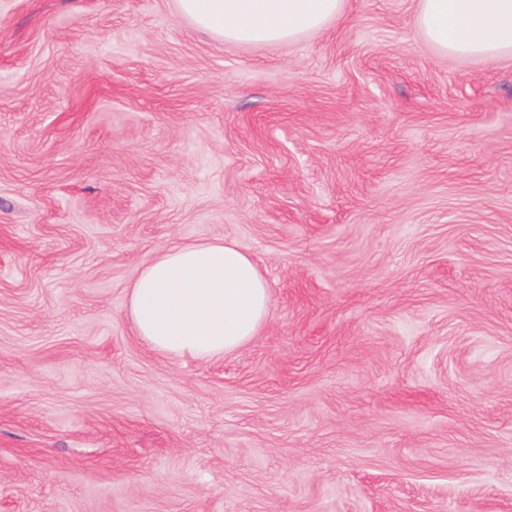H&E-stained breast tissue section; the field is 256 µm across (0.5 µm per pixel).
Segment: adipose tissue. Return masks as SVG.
I'll use <instances>...</instances> for the list:
<instances>
[{
	"mask_svg": "<svg viewBox=\"0 0 512 512\" xmlns=\"http://www.w3.org/2000/svg\"><path fill=\"white\" fill-rule=\"evenodd\" d=\"M345 0H177L195 27L239 43H291L339 19ZM416 25L439 53L512 58V0H418ZM269 287L250 256L226 242L160 249L129 287L135 335L170 358L205 361L257 334Z\"/></svg>",
	"mask_w": 512,
	"mask_h": 512,
	"instance_id": "1",
	"label": "adipose tissue"
}]
</instances>
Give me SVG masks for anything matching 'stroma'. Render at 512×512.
<instances>
[{"label": "stroma", "instance_id": "stroma-1", "mask_svg": "<svg viewBox=\"0 0 512 512\" xmlns=\"http://www.w3.org/2000/svg\"><path fill=\"white\" fill-rule=\"evenodd\" d=\"M417 6L234 44L0 0V512H512V59ZM223 240L262 329L152 351L131 282Z\"/></svg>", "mask_w": 512, "mask_h": 512}]
</instances>
